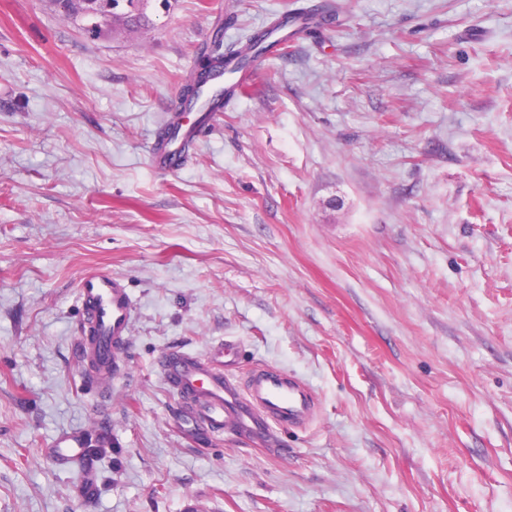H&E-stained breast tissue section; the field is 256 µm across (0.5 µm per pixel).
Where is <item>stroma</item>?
<instances>
[{"label": "stroma", "mask_w": 512, "mask_h": 512, "mask_svg": "<svg viewBox=\"0 0 512 512\" xmlns=\"http://www.w3.org/2000/svg\"><path fill=\"white\" fill-rule=\"evenodd\" d=\"M156 169L195 48L296 0H172L132 34L0 0V512H512V0H332ZM124 279L100 398L80 279ZM240 349L316 413L195 437L157 367ZM103 438L93 491L48 450Z\"/></svg>", "instance_id": "stroma-1"}]
</instances>
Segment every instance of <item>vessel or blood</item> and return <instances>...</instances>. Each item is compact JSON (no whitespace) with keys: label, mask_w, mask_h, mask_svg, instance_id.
I'll return each instance as SVG.
<instances>
[{"label":"vessel or blood","mask_w":512,"mask_h":512,"mask_svg":"<svg viewBox=\"0 0 512 512\" xmlns=\"http://www.w3.org/2000/svg\"><path fill=\"white\" fill-rule=\"evenodd\" d=\"M194 130L180 124L175 142L156 143L150 154L155 167L174 165L178 143ZM85 323L81 338V358L110 362L126 344L132 304L125 282L109 273L82 278L79 284ZM222 361L203 360L168 350L158 359L165 379L185 399L182 424L195 431H231L265 441L272 426H301L315 413L309 389L299 380L278 372L259 369L246 386L226 375L224 369L235 361L232 346H225Z\"/></svg>","instance_id":"vessel-or-blood-1"}]
</instances>
